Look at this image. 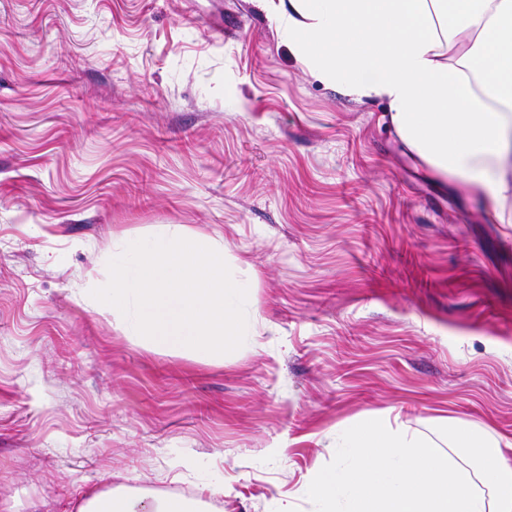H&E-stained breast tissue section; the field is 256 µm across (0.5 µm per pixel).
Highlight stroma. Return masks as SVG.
<instances>
[{"label":"stroma","mask_w":512,"mask_h":512,"mask_svg":"<svg viewBox=\"0 0 512 512\" xmlns=\"http://www.w3.org/2000/svg\"><path fill=\"white\" fill-rule=\"evenodd\" d=\"M175 225L251 285L223 358L94 309ZM384 417L512 442V224L313 75L279 0H0V496L317 512L337 432ZM77 512H198L205 511L200 501L168 498L144 490L119 485L91 493L76 508Z\"/></svg>","instance_id":"stroma-1"}]
</instances>
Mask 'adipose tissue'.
Returning <instances> with one entry per match:
<instances>
[{"instance_id":"adipose-tissue-1","label":"adipose tissue","mask_w":512,"mask_h":512,"mask_svg":"<svg viewBox=\"0 0 512 512\" xmlns=\"http://www.w3.org/2000/svg\"><path fill=\"white\" fill-rule=\"evenodd\" d=\"M300 60L344 95L387 100L400 137L512 222V0H288ZM343 468L315 474L322 512H512V458L478 424L430 431L369 420ZM199 501L117 486L76 512H200Z\"/></svg>"}]
</instances>
